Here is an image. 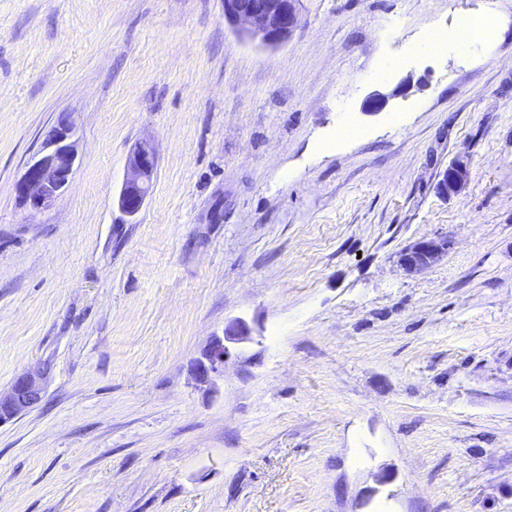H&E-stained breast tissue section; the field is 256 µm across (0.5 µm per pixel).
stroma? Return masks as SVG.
<instances>
[{"label":"stroma","instance_id":"35a3bbf8","mask_svg":"<svg viewBox=\"0 0 512 512\" xmlns=\"http://www.w3.org/2000/svg\"><path fill=\"white\" fill-rule=\"evenodd\" d=\"M465 17L489 41L423 51ZM64 112L75 170L32 216ZM426 238L447 255L406 271ZM39 366L0 512H512V0H301L275 48L224 0H0V393ZM76 130L75 115L64 113L27 163L15 190L31 215L46 208L68 188L77 161L73 144ZM128 174L119 193L120 210L129 217L136 216L143 208L153 184L157 157L148 144H140L129 156ZM469 176L467 165L460 159L451 162L438 175L437 190L443 196L457 193ZM247 340H253V337L243 322L238 321L225 327L224 336H215L201 357L194 361L192 373L195 381L203 386L212 385L215 378L224 373V365L232 354L231 349H235L228 344H240Z\"/></svg>","mask_w":512,"mask_h":512}]
</instances>
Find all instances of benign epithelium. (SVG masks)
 <instances>
[{
	"label": "benign epithelium",
	"mask_w": 512,
	"mask_h": 512,
	"mask_svg": "<svg viewBox=\"0 0 512 512\" xmlns=\"http://www.w3.org/2000/svg\"><path fill=\"white\" fill-rule=\"evenodd\" d=\"M301 0H224V20L241 31L244 38L265 46L285 42L297 26ZM77 122L72 113L59 118L44 139L39 151L27 163L15 190L26 210L34 215L64 192L74 172L77 155L73 138ZM128 174L119 193L120 210L129 217L143 208L153 184L157 157L148 144L136 147L129 156ZM469 176L467 165L457 159L438 175L437 190L443 196L457 193ZM445 240L421 239L400 255L409 271L423 269L448 254ZM252 339L246 325L238 321L224 328L192 365L195 381L210 386L224 373L231 357V345ZM44 392L43 374L26 372L17 377L8 393L0 394V424L13 420L36 406Z\"/></svg>",
	"instance_id": "obj_1"
}]
</instances>
